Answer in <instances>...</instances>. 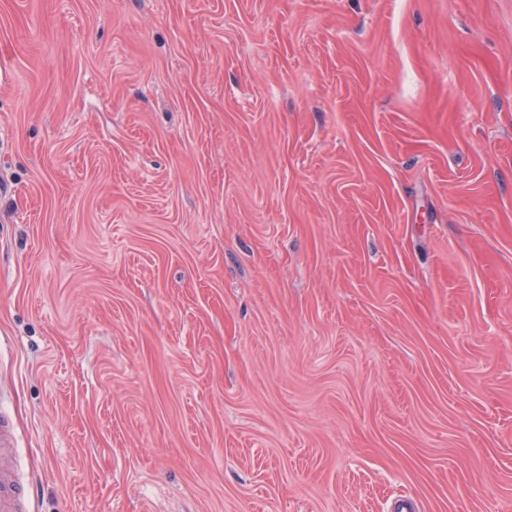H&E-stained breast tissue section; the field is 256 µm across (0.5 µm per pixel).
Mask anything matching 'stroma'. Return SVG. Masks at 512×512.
<instances>
[{
    "label": "stroma",
    "mask_w": 512,
    "mask_h": 512,
    "mask_svg": "<svg viewBox=\"0 0 512 512\" xmlns=\"http://www.w3.org/2000/svg\"><path fill=\"white\" fill-rule=\"evenodd\" d=\"M1 57L26 512H512V0H0Z\"/></svg>",
    "instance_id": "35a3bbf8"
}]
</instances>
